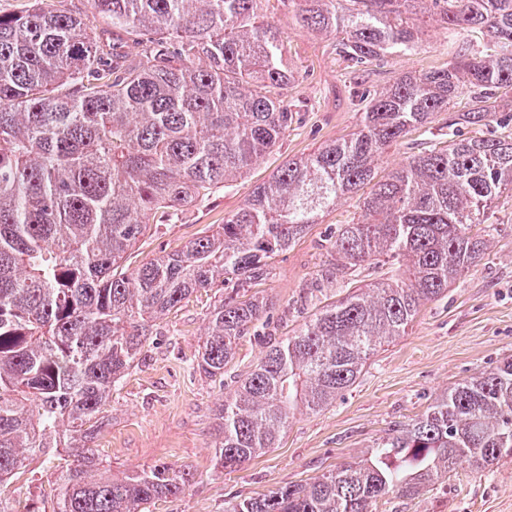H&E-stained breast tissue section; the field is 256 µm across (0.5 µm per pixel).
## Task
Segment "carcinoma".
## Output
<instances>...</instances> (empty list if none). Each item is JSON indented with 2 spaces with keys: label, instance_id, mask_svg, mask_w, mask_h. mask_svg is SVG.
<instances>
[{
  "label": "carcinoma",
  "instance_id": "carcinoma-1",
  "mask_svg": "<svg viewBox=\"0 0 512 512\" xmlns=\"http://www.w3.org/2000/svg\"><path fill=\"white\" fill-rule=\"evenodd\" d=\"M262 0H93L109 27L67 11L0 13V485L40 457L56 462L53 512H148L193 474L172 465L120 481L95 440L112 387L157 322L194 292L221 289L196 357L224 377L238 340L270 310L251 288L338 200L364 186L336 267L386 266L293 335L268 346L216 410L217 465L232 472L279 447L290 419L352 387L421 307L481 262L494 201L512 195V136L461 138L375 180L380 154L447 112L448 126L512 123V0H280L301 28L358 66L415 49L418 22L480 29L487 45L404 74L364 97L358 128L283 164L206 232L131 270L127 254L162 210L224 187L273 149L293 113L287 45ZM468 460L512 461V357L457 383L359 460L306 484L228 502L227 512H373L415 498Z\"/></svg>",
  "mask_w": 512,
  "mask_h": 512
}]
</instances>
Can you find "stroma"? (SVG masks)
I'll use <instances>...</instances> for the list:
<instances>
[{
    "label": "stroma",
    "instance_id": "35a3bbf8",
    "mask_svg": "<svg viewBox=\"0 0 512 512\" xmlns=\"http://www.w3.org/2000/svg\"><path fill=\"white\" fill-rule=\"evenodd\" d=\"M262 13L283 32L286 63L295 80L284 97L295 113L274 151L233 186L183 207L177 222H165L136 245L130 266L173 251L218 228L254 185L266 181L287 159L354 132L363 91H379L405 72L447 65L463 48L486 43L477 29L446 30L425 21L417 48L353 66L337 55L333 39L298 26L293 10L264 0ZM449 114V113H448ZM448 114L432 116L429 130H415L377 161L386 175L414 153L438 145ZM497 231L488 256L447 294L427 303L405 336L380 349L356 383L318 413L296 414L279 447L266 450L232 473L214 459L216 407L233 392L238 377L253 370L270 340L291 334L323 305L338 299L346 282L371 281L381 269H336L331 238L359 216V197H343L274 260L270 279L257 296L271 299L270 323L259 335L240 339L223 378L200 373L194 359L204 341L205 314L213 291H199L163 320L146 341L137 365L112 390L110 421L95 446L113 478L155 464L189 467L195 479L185 491L151 505V512H224L227 500L254 497L291 483H306L337 465L364 455L395 423L420 415L449 387L496 366L512 354V197L495 207ZM53 474L34 461L29 472L0 486L15 512H51ZM377 512H512V463L479 470L461 463L436 488L416 498L389 496Z\"/></svg>",
    "mask_w": 512,
    "mask_h": 512
}]
</instances>
